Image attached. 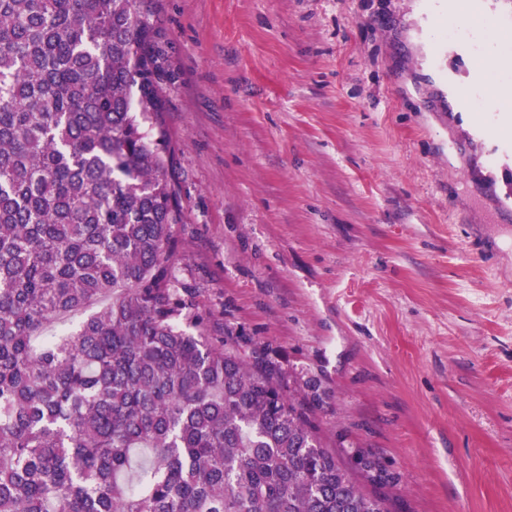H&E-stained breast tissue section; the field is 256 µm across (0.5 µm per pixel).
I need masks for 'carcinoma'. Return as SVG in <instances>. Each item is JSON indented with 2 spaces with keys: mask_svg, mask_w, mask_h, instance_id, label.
Instances as JSON below:
<instances>
[{
  "mask_svg": "<svg viewBox=\"0 0 512 512\" xmlns=\"http://www.w3.org/2000/svg\"><path fill=\"white\" fill-rule=\"evenodd\" d=\"M139 2L0 0V512H388L274 377L184 329Z\"/></svg>",
  "mask_w": 512,
  "mask_h": 512,
  "instance_id": "obj_1",
  "label": "carcinoma"
}]
</instances>
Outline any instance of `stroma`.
I'll return each mask as SVG.
<instances>
[{
    "label": "stroma",
    "mask_w": 512,
    "mask_h": 512,
    "mask_svg": "<svg viewBox=\"0 0 512 512\" xmlns=\"http://www.w3.org/2000/svg\"><path fill=\"white\" fill-rule=\"evenodd\" d=\"M440 2L149 0L174 285L390 512H512V137L447 89L512 0Z\"/></svg>",
    "instance_id": "35a3bbf8"
}]
</instances>
